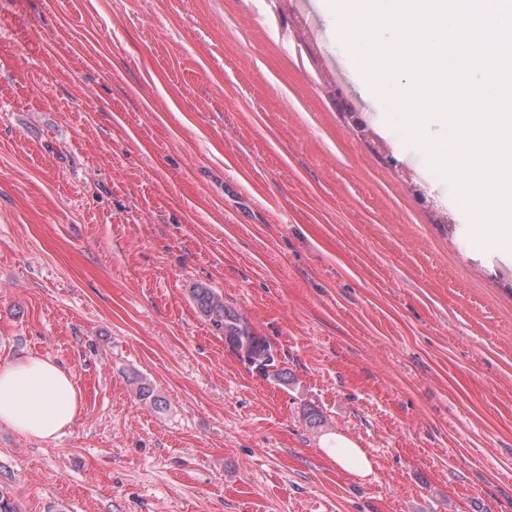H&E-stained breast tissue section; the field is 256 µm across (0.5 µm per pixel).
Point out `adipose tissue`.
<instances>
[{
	"instance_id": "adipose-tissue-1",
	"label": "adipose tissue",
	"mask_w": 512,
	"mask_h": 512,
	"mask_svg": "<svg viewBox=\"0 0 512 512\" xmlns=\"http://www.w3.org/2000/svg\"><path fill=\"white\" fill-rule=\"evenodd\" d=\"M80 394L74 374L29 355L0 364V424L38 439L58 437L71 426Z\"/></svg>"
}]
</instances>
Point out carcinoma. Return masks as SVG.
<instances>
[{"label": "carcinoma", "mask_w": 512, "mask_h": 512, "mask_svg": "<svg viewBox=\"0 0 512 512\" xmlns=\"http://www.w3.org/2000/svg\"><path fill=\"white\" fill-rule=\"evenodd\" d=\"M191 294L199 312L209 319L216 330L223 333L224 342L242 361L265 379L279 384L288 383L287 373L279 368L270 345L257 335L246 317L224 304L222 294L202 285L192 288ZM132 383L136 384L140 400L160 411L167 407L165 398L145 379L134 375Z\"/></svg>", "instance_id": "obj_1"}]
</instances>
